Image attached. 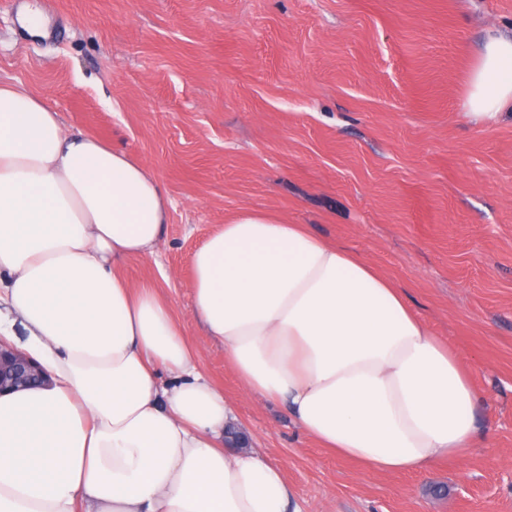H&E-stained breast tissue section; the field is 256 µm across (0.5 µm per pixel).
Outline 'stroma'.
Listing matches in <instances>:
<instances>
[{"instance_id": "obj_1", "label": "stroma", "mask_w": 512, "mask_h": 512, "mask_svg": "<svg viewBox=\"0 0 512 512\" xmlns=\"http://www.w3.org/2000/svg\"><path fill=\"white\" fill-rule=\"evenodd\" d=\"M493 25L512 33V0H0V80L158 176L161 247L122 274L171 304L303 512H512V115H463ZM242 210L355 250L460 351L485 399L466 459L368 472L245 393L191 288L195 250Z\"/></svg>"}]
</instances>
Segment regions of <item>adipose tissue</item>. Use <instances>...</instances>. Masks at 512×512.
I'll list each match as a JSON object with an SVG mask.
<instances>
[{
	"label": "adipose tissue",
	"mask_w": 512,
	"mask_h": 512,
	"mask_svg": "<svg viewBox=\"0 0 512 512\" xmlns=\"http://www.w3.org/2000/svg\"><path fill=\"white\" fill-rule=\"evenodd\" d=\"M465 106L478 126L512 109V36L487 33ZM169 207L146 165L0 83V292L51 374L0 396V512H301L281 468L220 447L232 405L170 304L120 272L156 253ZM191 288L244 389L336 455L418 473L480 441L459 353L305 225L239 212L195 251Z\"/></svg>",
	"instance_id": "1"
}]
</instances>
